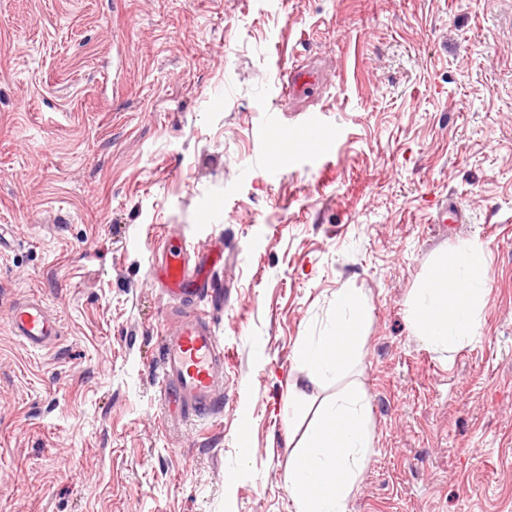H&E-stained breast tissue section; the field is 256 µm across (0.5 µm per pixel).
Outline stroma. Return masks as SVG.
I'll list each match as a JSON object with an SVG mask.
<instances>
[{"label": "stroma", "mask_w": 512, "mask_h": 512, "mask_svg": "<svg viewBox=\"0 0 512 512\" xmlns=\"http://www.w3.org/2000/svg\"><path fill=\"white\" fill-rule=\"evenodd\" d=\"M295 62L325 81L287 107ZM307 125L325 153L271 172ZM0 226V512H295L289 456L352 383L372 448L347 512H512V0H0ZM177 226L230 250L198 304L226 353L203 421L158 386L151 270ZM467 240L488 304L448 353L409 311ZM341 288L370 318L313 379L295 347ZM22 295L53 348L12 334ZM318 140L309 128L303 127L293 132L285 131L276 141L272 150L273 161L279 160L283 154H288V147L291 150L306 151L311 148V144H317ZM10 328L30 349L42 350L61 336L59 320L41 300L31 298L17 303L12 311Z\"/></svg>", "instance_id": "obj_1"}]
</instances>
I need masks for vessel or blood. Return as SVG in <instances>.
<instances>
[{
  "label": "vessel or blood",
  "mask_w": 512,
  "mask_h": 512,
  "mask_svg": "<svg viewBox=\"0 0 512 512\" xmlns=\"http://www.w3.org/2000/svg\"><path fill=\"white\" fill-rule=\"evenodd\" d=\"M316 82L314 72L290 71L284 85V103H292L306 94ZM316 141L309 128L284 132L276 141L273 158L288 150H309ZM216 265L194 261L185 238L166 235L162 257L152 271V278L172 297L180 300L198 298L212 284ZM15 336L30 349L51 346L61 336L59 320L41 300L31 298L15 305L10 320ZM158 365L171 415L186 420L205 419L222 407L219 387L224 374V350L212 319L194 309H185L175 326L160 338Z\"/></svg>",
  "instance_id": "b4317fda"
}]
</instances>
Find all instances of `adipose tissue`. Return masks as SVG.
<instances>
[{
    "label": "adipose tissue",
    "mask_w": 512,
    "mask_h": 512,
    "mask_svg": "<svg viewBox=\"0 0 512 512\" xmlns=\"http://www.w3.org/2000/svg\"><path fill=\"white\" fill-rule=\"evenodd\" d=\"M488 269V254L475 242L441 254L410 309L415 333L448 352L468 341L486 306ZM368 319L362 297L339 289L334 323L323 335L301 339L297 361L311 377L336 378L356 354ZM367 412V396L355 386L321 408L286 473L296 512H346L371 448Z\"/></svg>",
    "instance_id": "adipose-tissue-1"
}]
</instances>
